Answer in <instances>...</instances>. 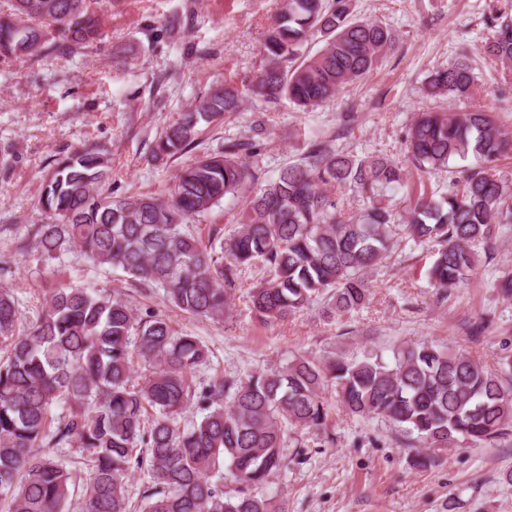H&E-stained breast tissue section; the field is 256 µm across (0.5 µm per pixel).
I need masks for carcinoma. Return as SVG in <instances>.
<instances>
[{"mask_svg":"<svg viewBox=\"0 0 512 512\" xmlns=\"http://www.w3.org/2000/svg\"><path fill=\"white\" fill-rule=\"evenodd\" d=\"M0 9V62L44 54L73 58L99 39L98 0H8ZM483 58L512 67V0H495L485 16ZM313 37L323 46L303 54ZM396 45L378 20L356 16L353 0H283L262 39L260 67L243 84L229 79L157 138L151 161L193 150L199 126L221 124L247 98L266 107L286 99L307 110L336 97L373 71ZM474 60L464 52L428 71L432 99L476 97ZM264 122L254 137H227L224 148L181 168L162 196L112 195L109 153L76 148L47 176L40 209L48 222L15 240L58 260L76 249L99 265L120 268L192 317L222 320L232 310L237 271L263 266L250 293L255 314L281 320L313 298L329 296L331 317L369 298L368 271L386 260L399 236L433 250L427 272L442 296L468 284L478 251L493 259L500 227L512 224V182L480 169L456 171L445 195L407 196L404 214L386 204L409 173L388 156L358 157L315 141L301 161L260 186L249 162L260 155ZM404 144L417 170L430 173L470 155L493 163L512 152V133L489 110L442 107L416 113ZM355 192L364 208L349 214L327 188ZM245 200L243 222L208 241L189 223L225 198ZM17 303L0 288V503L6 512H69L77 476L48 448L88 453L81 512H128L126 481L149 475L142 512H288L258 492L285 467L288 431L322 435L328 415L322 390L341 407L390 422L425 467L460 442L492 443L512 429V383L478 360L432 344L399 347L393 359L369 351L315 360L299 357L272 373L226 380L196 376L204 344L164 317L139 312L123 297L68 284L19 328ZM148 365L133 379V359ZM195 407L188 428L178 418ZM235 487L224 490V482Z\"/></svg>","mask_w":512,"mask_h":512,"instance_id":"1","label":"carcinoma"}]
</instances>
